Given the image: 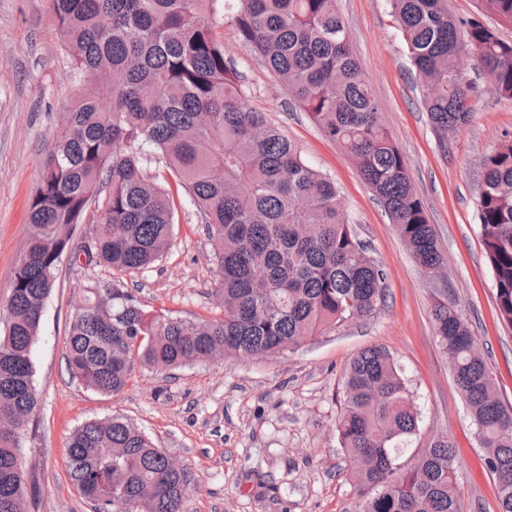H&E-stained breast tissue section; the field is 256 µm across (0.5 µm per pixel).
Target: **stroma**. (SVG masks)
<instances>
[{
    "mask_svg": "<svg viewBox=\"0 0 512 512\" xmlns=\"http://www.w3.org/2000/svg\"><path fill=\"white\" fill-rule=\"evenodd\" d=\"M336 8L434 230L444 259L440 274L415 261L352 160L224 19L215 35L241 76L246 108L264 113L336 185L354 232L386 271V302L273 360L226 357L162 372L138 364L117 394L86 389L71 380L64 356L74 302L87 286L118 285L151 313L222 314L203 221L189 194L180 192L172 243L151 267L137 274L59 268L32 348L41 402L22 433L34 486L26 512H92L69 476L66 439L82 422L113 415L134 423L191 473L183 512H361L364 496L347 473L336 423L345 371L371 346L391 354L419 413L405 457L448 436L456 445L461 512H498L497 482L484 467L485 450L437 343L432 312L445 301L470 323L500 399L512 404V329L496 315L477 220L480 161L503 131H512V100L498 97L473 50L462 47L459 68L473 85L472 116L440 150L388 0H336ZM80 91L52 0H0V306L30 234L29 204L53 136Z\"/></svg>",
    "mask_w": 512,
    "mask_h": 512,
    "instance_id": "stroma-1",
    "label": "stroma"
}]
</instances>
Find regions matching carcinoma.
Wrapping results in <instances>:
<instances>
[{
    "mask_svg": "<svg viewBox=\"0 0 512 512\" xmlns=\"http://www.w3.org/2000/svg\"><path fill=\"white\" fill-rule=\"evenodd\" d=\"M83 89L43 167L30 204L32 227L9 298L0 307V512H25L23 420L39 407L32 347L62 261L138 273L173 238L168 189L143 169L161 152L202 214L217 266L214 320L144 311L115 287L90 285L71 322L66 363L73 380L100 394L128 383L134 359L158 371L213 355L274 358L353 315L373 314L386 273L368 256L328 178L261 112L245 108L241 77L212 27L229 14L277 83L355 163L415 260L443 263L405 159L381 122V106L357 64L336 0H52ZM438 143L471 117L472 87L458 68L475 52L497 94L512 99V42L481 16L512 26V0H478L458 18L448 0H390ZM478 222L498 316L512 328V133L483 156ZM99 210L91 245L72 235L90 204ZM480 443L498 483L499 512H512V406L478 354L469 324L451 305L433 310ZM336 431L362 512H460L453 441L441 436L412 464L398 442L418 430L401 369L382 347L361 351L344 375ZM70 477L94 512H182L186 470L122 416L77 426L66 447Z\"/></svg>",
    "mask_w": 512,
    "mask_h": 512,
    "instance_id": "cac0c4a2",
    "label": "carcinoma"
}]
</instances>
